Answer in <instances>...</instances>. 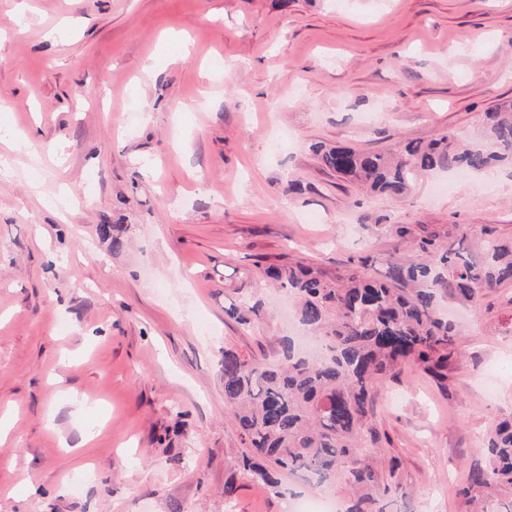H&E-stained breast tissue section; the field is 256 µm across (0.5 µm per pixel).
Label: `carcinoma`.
Masks as SVG:
<instances>
[{"instance_id": "1", "label": "carcinoma", "mask_w": 512, "mask_h": 512, "mask_svg": "<svg viewBox=\"0 0 512 512\" xmlns=\"http://www.w3.org/2000/svg\"><path fill=\"white\" fill-rule=\"evenodd\" d=\"M486 119L488 149L465 146L448 133L386 153L343 144L320 145L316 152L338 178L400 198L431 170L512 167V104H500ZM389 230L406 253L390 261L383 281L369 277L361 261L334 276L301 258L265 268L266 279L294 297L299 322L324 346L321 357L303 355L286 337L274 362L232 350L221 360L225 409L254 453L244 458L247 470L272 487L281 473L338 483L350 492L343 512H387L391 492L407 495L397 461L385 476L376 449L367 447L379 442L372 406L400 363L447 378L459 330L437 313V290L474 303L487 289L512 285V240L484 237L474 250L450 227L417 234L409 224H392ZM479 447L487 463L471 468L459 490L465 512H512V418Z\"/></svg>"}]
</instances>
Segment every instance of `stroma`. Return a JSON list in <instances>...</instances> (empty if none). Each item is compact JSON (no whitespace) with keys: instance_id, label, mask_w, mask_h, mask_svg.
I'll use <instances>...</instances> for the list:
<instances>
[{"instance_id":"obj_1","label":"stroma","mask_w":512,"mask_h":512,"mask_svg":"<svg viewBox=\"0 0 512 512\" xmlns=\"http://www.w3.org/2000/svg\"><path fill=\"white\" fill-rule=\"evenodd\" d=\"M505 100L512 0H0V512H280L312 496L244 471L224 410V351L272 362L291 332L259 267L296 243L322 271L363 257L381 279L405 248L392 224L512 238L510 169L448 173L445 194L428 175L395 200L312 147L481 146ZM242 296L261 319L231 314ZM457 323L447 379L403 364L375 398L412 512H463L478 439L512 413V285Z\"/></svg>"}]
</instances>
